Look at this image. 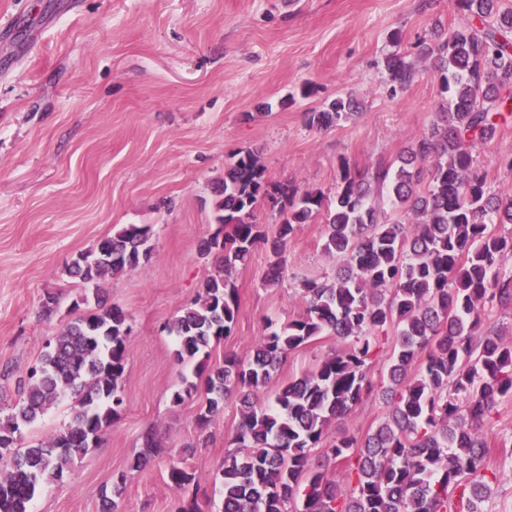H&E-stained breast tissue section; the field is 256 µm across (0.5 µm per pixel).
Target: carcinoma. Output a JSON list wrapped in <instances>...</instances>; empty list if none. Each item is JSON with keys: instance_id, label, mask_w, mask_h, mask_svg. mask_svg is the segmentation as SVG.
Segmentation results:
<instances>
[{"instance_id": "cac0c4a2", "label": "carcinoma", "mask_w": 512, "mask_h": 512, "mask_svg": "<svg viewBox=\"0 0 512 512\" xmlns=\"http://www.w3.org/2000/svg\"><path fill=\"white\" fill-rule=\"evenodd\" d=\"M479 25L453 28L439 43L423 47L444 71L448 108L430 134L400 165L364 173L344 168L336 196L297 191L267 180L249 149L231 156L217 187L215 232L202 253L218 269L168 331L175 355L191 362L230 335L238 310L233 273L248 264L262 239L255 215L276 199L281 222L266 285L285 272L282 254L297 226L319 216L323 249L341 261L332 280L304 281L303 311L260 337L247 361L224 357L206 372L203 390L185 383L174 391L180 404L202 392L196 421L206 428L224 411V398L238 397L240 424L234 451L224 457L221 512H482L490 494L488 443L482 430L499 400L512 397V339L478 334L487 307H512V277L500 272L512 255V235L491 225L512 224V194L488 190L474 166L472 148L491 139L512 116V10L498 0H456ZM392 91L410 84L411 66L394 54L386 61ZM351 98L336 97L306 113L309 126L328 128L357 115ZM428 181L422 182V172ZM390 208L395 217L386 216ZM151 227L127 224L78 254L67 277L92 290L94 307L81 311L46 343L31 368L13 411L0 420V512H31L40 487L60 480L124 406L122 378L130 326L124 311L103 303L101 283L138 268L152 253ZM396 329L388 377L393 393L387 420L363 439H328L330 424L353 412L372 391V333ZM327 333L350 341L302 376L278 386L271 403H258L286 354ZM76 399L71 422L50 437L21 446L22 429L34 424L65 393ZM347 463L355 481L345 495L311 451ZM151 432L129 462L139 471L158 453ZM181 503L176 512H200L195 477L169 470Z\"/></svg>"}]
</instances>
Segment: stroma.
Here are the masks:
<instances>
[{
    "mask_svg": "<svg viewBox=\"0 0 512 512\" xmlns=\"http://www.w3.org/2000/svg\"><path fill=\"white\" fill-rule=\"evenodd\" d=\"M0 418L18 385L71 319L85 294L65 267L127 224L152 227L150 259L102 285L131 327L120 415L63 479L46 483L33 512H102L114 477L126 484L114 512H175L171 466L194 474L201 512H221L220 472L240 412L234 399L206 429L199 397L172 401L193 365L177 360L166 325L218 265L200 246L216 229L215 188L233 152L256 149L269 181L334 196L340 164L367 170L392 162L425 136L446 102L422 45L463 26L455 0H0ZM400 54L415 77L392 91L386 60ZM311 90L301 96V87ZM353 96L356 117L317 129L306 122L335 97ZM489 190H512V120L476 145ZM266 235L238 269V313L212 345L248 360L268 325L302 310L301 285L326 280L338 263L322 247L323 218L299 225L284 253L287 272L264 283L279 217L264 207ZM59 307L44 315L46 294ZM369 376L375 390L329 438L364 437L384 421L379 388L395 345L380 336ZM344 341L322 335L288 352L277 382L300 377ZM160 452L129 470L141 438ZM488 470L501 480L483 512H512V398L484 428Z\"/></svg>",
    "mask_w": 512,
    "mask_h": 512,
    "instance_id": "1",
    "label": "stroma"
}]
</instances>
